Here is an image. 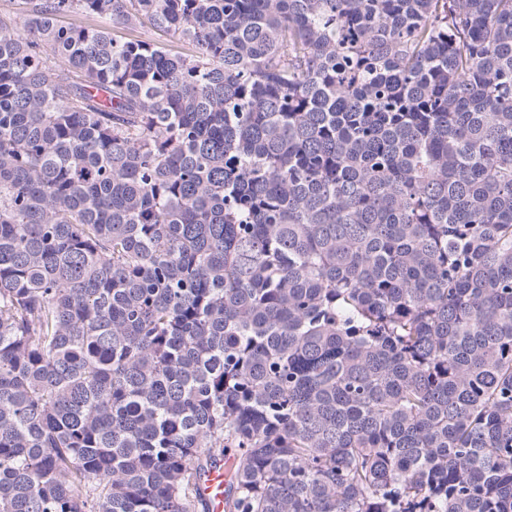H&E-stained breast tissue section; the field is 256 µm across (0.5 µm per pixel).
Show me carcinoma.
<instances>
[{"instance_id":"obj_1","label":"carcinoma","mask_w":512,"mask_h":512,"mask_svg":"<svg viewBox=\"0 0 512 512\" xmlns=\"http://www.w3.org/2000/svg\"><path fill=\"white\" fill-rule=\"evenodd\" d=\"M227 458L224 512H512V0L0 6V512Z\"/></svg>"}]
</instances>
